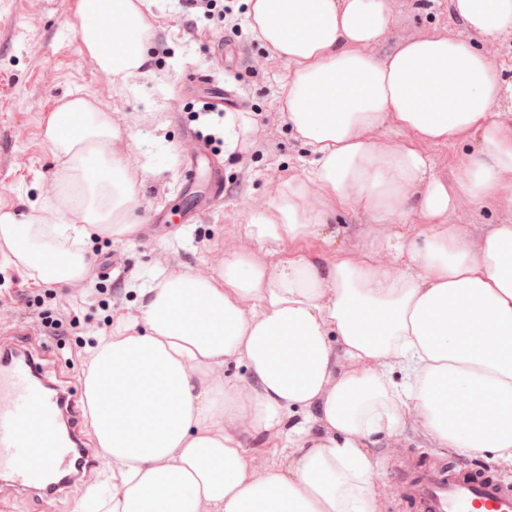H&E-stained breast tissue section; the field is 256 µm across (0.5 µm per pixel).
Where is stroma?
<instances>
[{
	"label": "stroma",
	"mask_w": 512,
	"mask_h": 512,
	"mask_svg": "<svg viewBox=\"0 0 512 512\" xmlns=\"http://www.w3.org/2000/svg\"><path fill=\"white\" fill-rule=\"evenodd\" d=\"M244 25L227 41L240 57L216 64L210 49L225 35L211 17L186 13L182 0H138L148 20V42L162 41L166 55H150L146 68L127 77L103 78L77 32V0H0V210L15 211L54 201L58 162L43 139L49 112L71 96L98 103L112 118L116 136L112 150L136 180L135 231L120 239L93 241L87 277L68 285L51 286L45 306L63 322L59 335L40 334L30 304L40 294L25 269L8 262V247L0 241V331L29 326L38 344L50 355L49 370L59 380L82 384L94 346L111 335L112 323L137 314L133 287L140 276L163 270L171 276L206 274L223 264L225 256L245 246L244 227L266 207L275 186L304 177L312 166L308 148L297 139L284 109L288 64L265 57L264 71L253 76L248 62L265 56V44L247 25L246 0H231ZM392 22L378 55H386L408 39L425 33L459 38L486 53L505 78L512 79V28L497 38L472 33L455 13L453 0H433L422 11L416 0H389ZM212 76L215 86L232 95L234 107L211 112L205 121L192 120L200 97L184 92L180 77L186 66ZM249 122L250 132L236 144L223 138L227 123ZM199 134H215L214 153L224 163V195L209 199L201 174L180 155L182 126ZM470 238L491 225L512 224V203L462 202L448 218ZM327 232L334 244L320 239L289 244V251L335 257L355 254L372 242L397 233L412 240L425 231L416 218L378 219L363 209L334 210ZM125 261L124 273L102 280L100 264ZM109 287L111 298L101 289ZM380 460L378 490L383 512H413L395 485L399 465L414 460L448 462L452 452L435 447L415 420L393 436L372 445Z\"/></svg>",
	"instance_id": "obj_1"
}]
</instances>
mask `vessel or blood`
Returning <instances> with one entry per match:
<instances>
[{
    "label": "vessel or blood",
    "instance_id": "obj_1",
    "mask_svg": "<svg viewBox=\"0 0 512 512\" xmlns=\"http://www.w3.org/2000/svg\"><path fill=\"white\" fill-rule=\"evenodd\" d=\"M180 152L193 159L212 149L186 130ZM78 398L46 377L27 342L0 343V489L49 502L99 470V452L82 445ZM399 481L416 512H512V481L483 467L411 464Z\"/></svg>",
    "mask_w": 512,
    "mask_h": 512
}]
</instances>
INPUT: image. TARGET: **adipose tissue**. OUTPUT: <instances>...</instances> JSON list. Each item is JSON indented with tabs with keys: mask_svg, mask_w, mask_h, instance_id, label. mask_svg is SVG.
I'll use <instances>...</instances> for the list:
<instances>
[{
	"mask_svg": "<svg viewBox=\"0 0 512 512\" xmlns=\"http://www.w3.org/2000/svg\"><path fill=\"white\" fill-rule=\"evenodd\" d=\"M453 5L484 37L512 28V0ZM248 17L288 64V120L315 160L246 225L264 258L243 248L207 275L156 271L136 287L135 321L100 338L84 389L117 472L93 512H379L370 447L411 416L439 447L512 466V224L475 243L448 221L460 200L507 197L512 123L495 107L512 101V81L450 37L377 57L388 0H248ZM77 18L102 69L127 76L146 63L135 0H78ZM387 119L416 139L470 142L454 180L436 178L414 142L373 143ZM113 135L82 97L49 115L44 137L60 183L79 190L78 221L50 206L0 213V239L34 285L85 278L90 236L133 232L134 186ZM332 204L424 221L422 242L382 244L407 268L389 271L372 249L325 262L287 252L321 236ZM214 365L244 366L247 385L210 378ZM310 410L313 422L294 421ZM243 429L289 435L288 470L256 473Z\"/></svg>",
	"mask_w": 512,
	"mask_h": 512,
	"instance_id": "obj_1",
	"label": "adipose tissue"
}]
</instances>
